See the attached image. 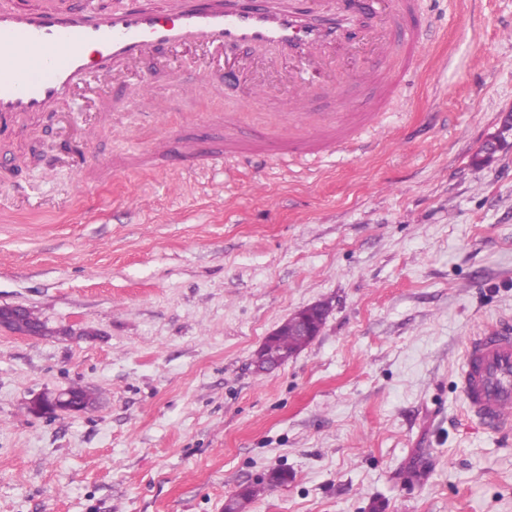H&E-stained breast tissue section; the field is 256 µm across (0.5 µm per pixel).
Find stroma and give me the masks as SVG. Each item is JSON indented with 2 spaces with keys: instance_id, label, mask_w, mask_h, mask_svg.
I'll use <instances>...</instances> for the list:
<instances>
[{
  "instance_id": "obj_1",
  "label": "stroma",
  "mask_w": 512,
  "mask_h": 512,
  "mask_svg": "<svg viewBox=\"0 0 512 512\" xmlns=\"http://www.w3.org/2000/svg\"><path fill=\"white\" fill-rule=\"evenodd\" d=\"M422 8L423 66L363 151L171 163L153 139L214 145L224 105L168 52L111 88L149 86L160 120L79 98L0 141V307L48 329L0 330V512H224L274 470L245 512H512V434L457 387L468 336L512 319V0ZM74 385L93 407L31 412ZM294 315L295 313L288 317V320H285L267 337L270 341V349L276 356L277 366L284 364L290 357L308 346L315 338V336H304L294 331L292 325ZM265 358L271 363L275 362L274 358L268 353ZM287 480H288V477L285 473L273 472L271 474L270 479L266 483L264 481H262V482L246 485L239 492V495L244 500L243 507L246 503L248 505L254 499L263 495L266 492V490H268L270 487L276 486L278 484H283Z\"/></svg>"
}]
</instances>
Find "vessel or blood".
<instances>
[{"label": "vessel or blood", "mask_w": 512, "mask_h": 512, "mask_svg": "<svg viewBox=\"0 0 512 512\" xmlns=\"http://www.w3.org/2000/svg\"><path fill=\"white\" fill-rule=\"evenodd\" d=\"M431 29L417 0H316L306 12L284 0H158L107 13L62 8L35 0L16 8L0 0V135L30 118L61 112L75 91L109 110L102 76L139 69L156 53H194L213 61L210 90L262 85L256 102L294 135L256 142L252 150L319 154L370 125L385 111L424 58ZM47 52L29 68L25 51ZM343 101L341 110L312 111V104ZM240 108L224 111V152L242 150L235 132ZM154 151L195 158L188 140L161 137ZM467 413L486 431L512 432V321L500 320L470 336L458 375Z\"/></svg>", "instance_id": "obj_1"}]
</instances>
